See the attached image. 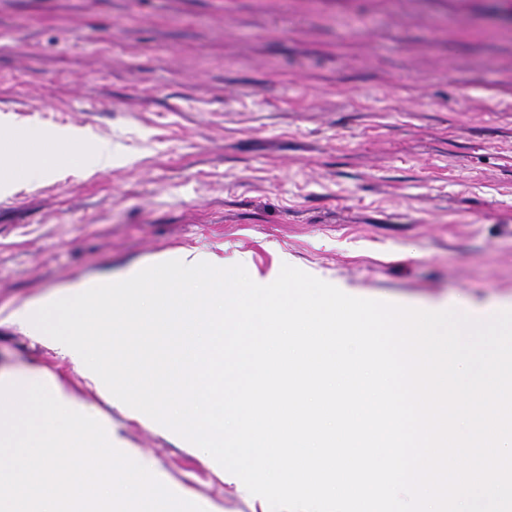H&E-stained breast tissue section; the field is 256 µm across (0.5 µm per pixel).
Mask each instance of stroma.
<instances>
[{
    "label": "stroma",
    "mask_w": 512,
    "mask_h": 512,
    "mask_svg": "<svg viewBox=\"0 0 512 512\" xmlns=\"http://www.w3.org/2000/svg\"><path fill=\"white\" fill-rule=\"evenodd\" d=\"M0 115L110 167L0 199V375L101 405L10 321L78 278L191 250L258 284L512 304V0H0ZM129 456L251 512L195 445L108 408Z\"/></svg>",
    "instance_id": "35a3bbf8"
}]
</instances>
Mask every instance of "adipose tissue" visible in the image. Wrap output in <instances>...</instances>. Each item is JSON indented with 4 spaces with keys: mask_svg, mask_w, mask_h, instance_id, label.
I'll return each mask as SVG.
<instances>
[{
    "mask_svg": "<svg viewBox=\"0 0 512 512\" xmlns=\"http://www.w3.org/2000/svg\"><path fill=\"white\" fill-rule=\"evenodd\" d=\"M35 131H26L24 139L16 140L8 167L0 168V194L12 192L21 179H55L71 169L94 172L112 163V144L91 132L74 128L50 131L53 147L35 154L24 147L25 139L35 138Z\"/></svg>",
    "mask_w": 512,
    "mask_h": 512,
    "instance_id": "obj_1",
    "label": "adipose tissue"
}]
</instances>
